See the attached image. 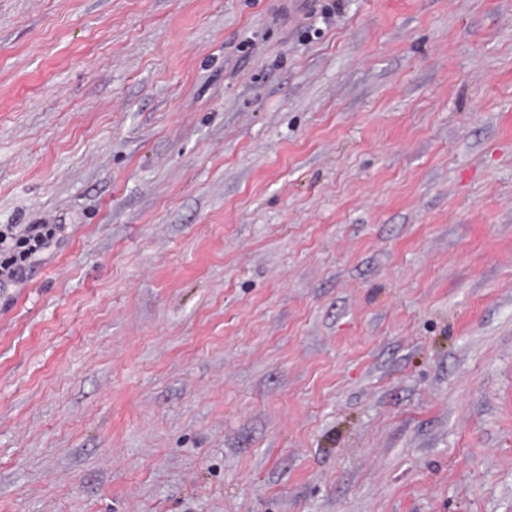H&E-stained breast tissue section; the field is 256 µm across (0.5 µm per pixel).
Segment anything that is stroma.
Instances as JSON below:
<instances>
[{
	"label": "stroma",
	"instance_id": "35a3bbf8",
	"mask_svg": "<svg viewBox=\"0 0 512 512\" xmlns=\"http://www.w3.org/2000/svg\"><path fill=\"white\" fill-rule=\"evenodd\" d=\"M0 512H512V0H0ZM0 227V248L9 257L0 261V288L25 280L40 255L65 231L62 224H5Z\"/></svg>",
	"mask_w": 512,
	"mask_h": 512
}]
</instances>
